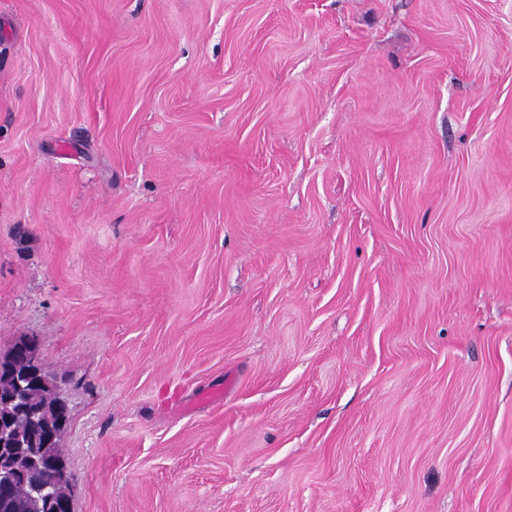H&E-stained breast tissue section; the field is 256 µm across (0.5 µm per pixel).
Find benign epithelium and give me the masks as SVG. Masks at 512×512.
Returning <instances> with one entry per match:
<instances>
[{
  "label": "benign epithelium",
  "instance_id": "1",
  "mask_svg": "<svg viewBox=\"0 0 512 512\" xmlns=\"http://www.w3.org/2000/svg\"><path fill=\"white\" fill-rule=\"evenodd\" d=\"M0 506L16 507L15 489L27 483L28 468L20 465L27 457L32 465L39 463L41 450L57 447L59 429L68 419V408L58 400L55 412L35 405L29 398V388L40 387L57 392L53 375L41 364L33 339L17 342L10 353L0 359ZM33 498L46 512H61L70 499L60 498L51 485L31 488Z\"/></svg>",
  "mask_w": 512,
  "mask_h": 512
}]
</instances>
